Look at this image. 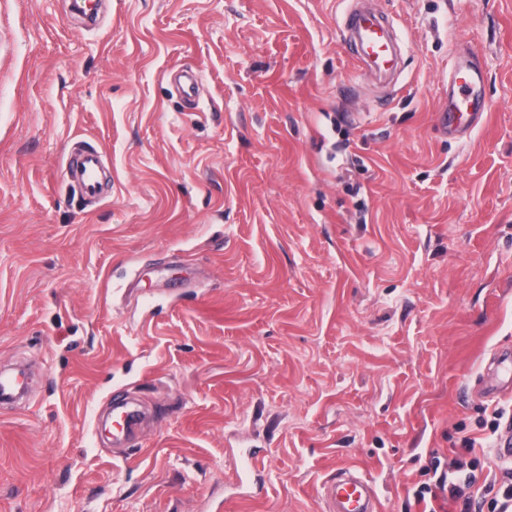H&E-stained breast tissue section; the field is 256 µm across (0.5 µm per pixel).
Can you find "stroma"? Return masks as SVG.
<instances>
[{
  "label": "stroma",
  "instance_id": "stroma-1",
  "mask_svg": "<svg viewBox=\"0 0 512 512\" xmlns=\"http://www.w3.org/2000/svg\"><path fill=\"white\" fill-rule=\"evenodd\" d=\"M0 0V512H323L342 466L419 512L512 352V0H377L396 91L342 0ZM480 60L488 120L440 124ZM188 70L196 96L177 95ZM102 152L87 204L64 166ZM145 417L103 439L114 398ZM262 490L233 499L235 453ZM343 14L341 32L349 54L370 74L382 77L400 72L401 52L397 50L392 18L352 0Z\"/></svg>",
  "mask_w": 512,
  "mask_h": 512
}]
</instances>
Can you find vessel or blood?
<instances>
[{"mask_svg":"<svg viewBox=\"0 0 512 512\" xmlns=\"http://www.w3.org/2000/svg\"><path fill=\"white\" fill-rule=\"evenodd\" d=\"M341 32L350 55L370 74L382 77L399 72L401 53L397 48L392 18L348 0ZM483 72L474 54L463 51L448 73V103L442 125L449 137L466 133L469 124L485 111L482 96ZM102 155L97 149L68 154L66 166L85 196L98 198L102 193ZM325 512H380V501L374 486L360 470L343 467L320 489Z\"/></svg>","mask_w":512,"mask_h":512,"instance_id":"obj_1","label":"vessel or blood"}]
</instances>
